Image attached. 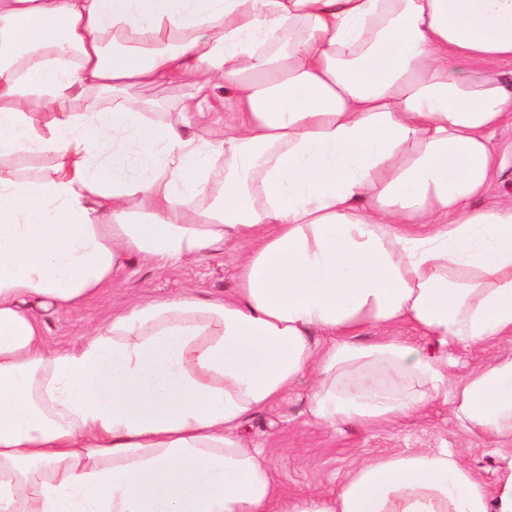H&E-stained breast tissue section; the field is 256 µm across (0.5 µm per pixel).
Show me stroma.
Here are the masks:
<instances>
[{
	"mask_svg": "<svg viewBox=\"0 0 512 512\" xmlns=\"http://www.w3.org/2000/svg\"><path fill=\"white\" fill-rule=\"evenodd\" d=\"M207 78L202 71L177 84L137 87L130 94L148 103L159 117L169 119L175 117L179 99L193 93ZM491 144L505 163L481 199L486 206L512 201V125L497 128ZM251 249V240L242 238L165 269L130 257L115 283L79 307L42 312L45 335L55 347L64 349L106 325L114 310L136 301L165 297L186 288L204 299L232 296L238 286L237 263ZM508 355H512V335L480 347L454 345L448 349V374L459 380L481 364ZM311 385V378H304L283 400L258 412L242 427L247 442L265 446L266 464L282 495H331L361 461L419 450L448 449L490 489L495 488L507 466L508 460L496 442L471 434L454 416L447 394L435 397L418 414L395 422L326 429L309 413Z\"/></svg>",
	"mask_w": 512,
	"mask_h": 512,
	"instance_id": "obj_1",
	"label": "stroma"
}]
</instances>
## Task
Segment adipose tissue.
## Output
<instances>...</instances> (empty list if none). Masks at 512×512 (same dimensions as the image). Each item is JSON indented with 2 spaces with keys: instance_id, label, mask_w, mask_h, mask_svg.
<instances>
[{
  "instance_id": "1",
  "label": "adipose tissue",
  "mask_w": 512,
  "mask_h": 512,
  "mask_svg": "<svg viewBox=\"0 0 512 512\" xmlns=\"http://www.w3.org/2000/svg\"><path fill=\"white\" fill-rule=\"evenodd\" d=\"M512 0H0V512H512L448 450L360 463L286 498L239 428L306 375L325 427L394 420L447 391L512 438V357L455 381L439 346L512 334V203L474 207L512 121ZM204 70L207 139L129 88ZM111 91L105 112L70 101ZM249 237L239 286L113 313L65 351L72 308L126 258ZM378 338L360 342L366 329ZM327 344H319V337Z\"/></svg>"
}]
</instances>
